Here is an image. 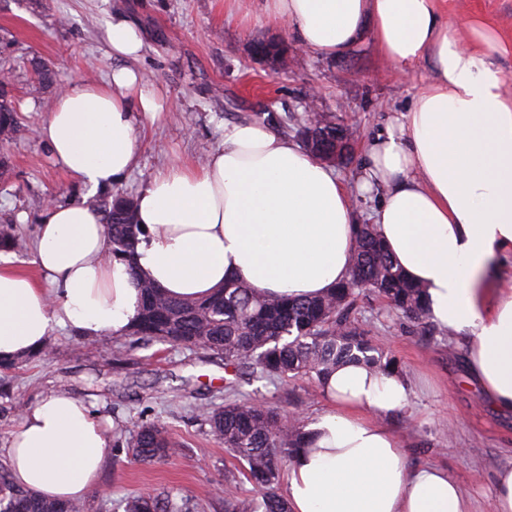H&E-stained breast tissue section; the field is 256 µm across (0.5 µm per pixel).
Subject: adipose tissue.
<instances>
[{"label":"adipose tissue","instance_id":"1","mask_svg":"<svg viewBox=\"0 0 512 512\" xmlns=\"http://www.w3.org/2000/svg\"><path fill=\"white\" fill-rule=\"evenodd\" d=\"M441 0H264L266 21L308 53L334 57L370 33L394 73L430 62L432 74L384 136L364 172L334 170L263 121L225 125L222 148L200 166L176 162L137 192L143 227L134 266L110 259L100 215L82 202L48 203L32 244L34 273L0 251V359L42 347L56 329L88 340L123 337L140 303L137 279L200 299L232 277L268 295L310 298L346 278L355 195L384 193L370 219L389 253L424 290L438 327L468 338V377L512 413V95L494 55L512 54L484 21L448 24ZM113 56L138 57L137 26L115 14ZM138 71L63 89L40 135L54 162L94 193L138 164V115L156 116ZM330 410L306 429L288 466L291 512H472L457 480L410 467L384 416L408 404L397 372L342 365L327 382ZM14 484L84 500L112 456V438L86 401L51 391L24 408L0 449Z\"/></svg>","mask_w":512,"mask_h":512}]
</instances>
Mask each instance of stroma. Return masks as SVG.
Listing matches in <instances>:
<instances>
[{"label": "stroma", "instance_id": "35a3bbf8", "mask_svg": "<svg viewBox=\"0 0 512 512\" xmlns=\"http://www.w3.org/2000/svg\"><path fill=\"white\" fill-rule=\"evenodd\" d=\"M259 6V0H239L231 7L224 0H0V36L18 38L0 52V69L11 71L12 95L24 124L32 128L0 146L13 167L11 182L0 188V224L14 225L19 233L14 255L20 268L30 267L48 202L91 206L97 201L54 164L36 133L57 94L39 90L34 64L49 63L62 87L107 82L121 64L104 41L105 27L118 11L143 34L144 52L134 67L143 74L144 92L162 106L157 118L140 121L138 166L122 181L121 191L136 193L173 160L204 162L223 142L225 124L257 120L269 111L303 117V102L314 86L322 92L324 111L361 124L352 163L337 170L344 182L355 179L365 144L406 111L430 76L429 63L398 78L367 38L343 56H312L281 27L262 20ZM441 7L452 23L478 16L512 40V0H442ZM268 39L292 49L287 71L272 70L249 55L251 42ZM358 306L375 343L410 381L408 407L383 419L409 463L448 469L475 512H492L493 476L512 466V417L497 413L468 381L465 340L441 330L424 334L374 296H360ZM54 339L55 348L28 357L0 393V448L19 422L18 406L63 390L111 418L114 427L160 424L182 445L180 454L163 464L110 460L100 488L85 499L84 512H119L118 502L130 494L173 488L192 495L204 512H223L217 491L251 495L242 463L193 417L196 406L223 404V361L164 344L130 349L118 361L115 339L88 342L70 329L56 331ZM241 391L306 423L328 408L305 380L245 383Z\"/></svg>", "mask_w": 512, "mask_h": 512}]
</instances>
